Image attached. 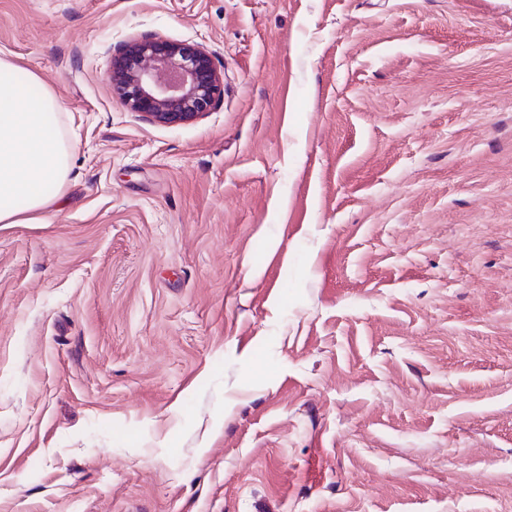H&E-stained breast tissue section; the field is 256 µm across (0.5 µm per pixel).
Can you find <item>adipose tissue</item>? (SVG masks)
I'll return each mask as SVG.
<instances>
[{
  "instance_id": "ef3b65f1",
  "label": "adipose tissue",
  "mask_w": 512,
  "mask_h": 512,
  "mask_svg": "<svg viewBox=\"0 0 512 512\" xmlns=\"http://www.w3.org/2000/svg\"><path fill=\"white\" fill-rule=\"evenodd\" d=\"M63 105L36 76L0 56V224H29L55 201L68 177L71 147L56 126Z\"/></svg>"
}]
</instances>
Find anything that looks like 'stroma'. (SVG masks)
<instances>
[{
  "label": "stroma",
  "mask_w": 512,
  "mask_h": 512,
  "mask_svg": "<svg viewBox=\"0 0 512 512\" xmlns=\"http://www.w3.org/2000/svg\"><path fill=\"white\" fill-rule=\"evenodd\" d=\"M202 45L177 126L108 81ZM72 168L0 224V512H512V0H0ZM108 80L129 111L160 125L206 114L224 90L223 76L202 47L157 35L124 43Z\"/></svg>",
  "instance_id": "1"
}]
</instances>
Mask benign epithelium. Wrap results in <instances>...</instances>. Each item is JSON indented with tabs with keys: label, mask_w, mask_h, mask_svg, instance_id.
<instances>
[{
	"label": "benign epithelium",
	"mask_w": 512,
	"mask_h": 512,
	"mask_svg": "<svg viewBox=\"0 0 512 512\" xmlns=\"http://www.w3.org/2000/svg\"><path fill=\"white\" fill-rule=\"evenodd\" d=\"M108 80L129 111L160 125L206 114L224 90L223 76L202 47L157 35L124 43Z\"/></svg>",
	"instance_id": "benign-epithelium-1"
}]
</instances>
